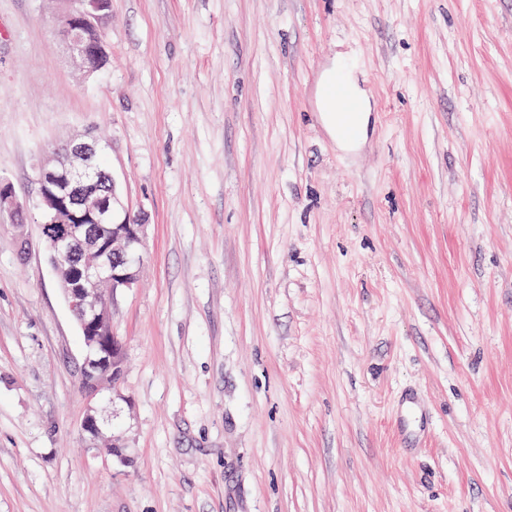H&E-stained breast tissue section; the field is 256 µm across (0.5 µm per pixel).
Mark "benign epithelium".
<instances>
[{
  "label": "benign epithelium",
  "instance_id": "obj_1",
  "mask_svg": "<svg viewBox=\"0 0 512 512\" xmlns=\"http://www.w3.org/2000/svg\"><path fill=\"white\" fill-rule=\"evenodd\" d=\"M90 0H59L57 27L70 56L89 73L99 70L94 60L105 56L102 41L85 33L102 30L107 17ZM104 148L94 139L71 140L64 157L53 152L38 167L37 184L42 235L60 272V288L76 318L85 344L82 368H106L121 349L112 325V304L118 294L137 284L144 225L130 214L120 215L122 204L111 172L100 165ZM22 222L24 209L10 186L0 178V213ZM121 376L98 388L84 390L89 401L103 390L120 395ZM83 433L112 448L122 459L123 444L107 435L95 408H90Z\"/></svg>",
  "mask_w": 512,
  "mask_h": 512
}]
</instances>
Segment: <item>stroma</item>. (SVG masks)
I'll return each mask as SVG.
<instances>
[{"label": "stroma", "mask_w": 512, "mask_h": 512, "mask_svg": "<svg viewBox=\"0 0 512 512\" xmlns=\"http://www.w3.org/2000/svg\"><path fill=\"white\" fill-rule=\"evenodd\" d=\"M57 7L0 0V512H512V0H111L91 74ZM340 52L353 150L314 108ZM86 137L145 226L93 404L124 461L36 209ZM83 433L87 435L91 440H102L110 448H112V455L120 458H125L122 449L125 446L120 442L119 439L114 436H108L105 432L102 422L97 414V411L93 406H90L89 413L87 414L83 423Z\"/></svg>", "instance_id": "35a3bbf8"}]
</instances>
